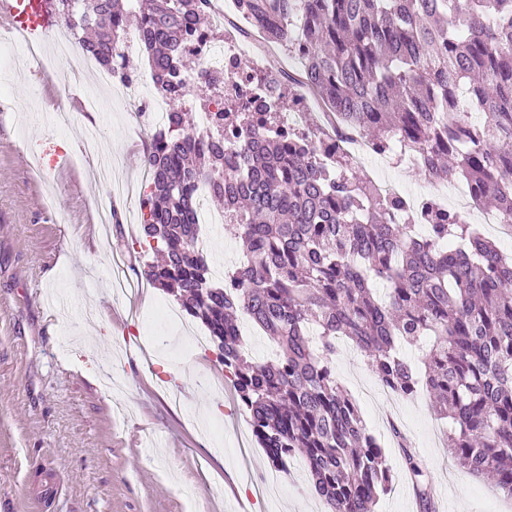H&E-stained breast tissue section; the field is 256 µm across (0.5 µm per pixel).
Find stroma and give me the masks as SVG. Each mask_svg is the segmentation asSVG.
<instances>
[{
  "instance_id": "obj_1",
  "label": "stroma",
  "mask_w": 512,
  "mask_h": 512,
  "mask_svg": "<svg viewBox=\"0 0 512 512\" xmlns=\"http://www.w3.org/2000/svg\"><path fill=\"white\" fill-rule=\"evenodd\" d=\"M239 21L243 63L287 61ZM48 83L22 57L0 71V512H323L303 461L274 472L231 385L215 388L224 367L212 351L186 348L201 323L159 325L173 302L162 290L113 293L115 275L139 280L151 261L133 245L149 130L119 102L59 124ZM93 131L98 154L76 158ZM63 151L68 165L37 178L38 158ZM106 161L132 193H110L97 175ZM100 206L118 216L105 237ZM335 370L396 475L377 512H419L394 423L428 468L436 512H512V498L449 459L425 395H390L347 344Z\"/></svg>"
}]
</instances>
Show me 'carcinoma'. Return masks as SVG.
<instances>
[{
    "instance_id": "obj_1",
    "label": "carcinoma",
    "mask_w": 512,
    "mask_h": 512,
    "mask_svg": "<svg viewBox=\"0 0 512 512\" xmlns=\"http://www.w3.org/2000/svg\"><path fill=\"white\" fill-rule=\"evenodd\" d=\"M48 2L57 25L123 84L137 79L123 42L139 29L155 89L185 98V45L204 29L209 0ZM236 2L268 39L304 49V83L334 114V134L308 127L285 139L276 113L257 120L224 106L204 149L185 111H169L144 155L141 235L161 256L144 278L203 323L257 443L277 469L301 454L328 512H374L394 479L336 378L339 337L389 392L423 389L451 421L453 463L512 496V262L455 209L380 198L343 154L356 132L380 155L397 138L426 175L464 180L476 205L512 224V0ZM225 86L199 82L201 107ZM202 186L224 202L244 254L222 282L197 247ZM238 313L277 358L250 356ZM401 343L426 346L423 372ZM393 432L422 512H433L427 467Z\"/></svg>"
}]
</instances>
